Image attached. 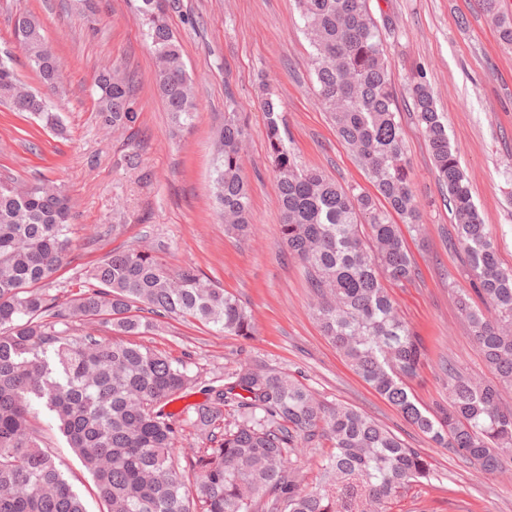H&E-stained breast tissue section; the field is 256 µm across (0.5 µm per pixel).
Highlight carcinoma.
<instances>
[{
	"label": "carcinoma",
	"instance_id": "obj_1",
	"mask_svg": "<svg viewBox=\"0 0 512 512\" xmlns=\"http://www.w3.org/2000/svg\"><path fill=\"white\" fill-rule=\"evenodd\" d=\"M153 53L156 89L173 127L192 126V78L168 22L173 0H139ZM314 50L321 105L339 140L367 172L377 196L341 185L298 163L282 131L280 99L264 90L268 158L278 182L280 237L303 266L316 295L312 316L353 371L404 419L442 448L485 473L512 454V411L497 385L512 387V267L503 266L448 140L447 124L420 80L414 112L439 181L448 190L457 250L482 305L464 291L456 309L498 384L447 369L448 406L423 407L408 382L424 359L421 338L402 320L388 287L412 282L415 266L400 218L417 230L421 215L396 121L391 71L368 0H295ZM499 39L512 45V14L482 0ZM14 36L46 92L63 66L41 22L21 12ZM97 117L130 131L138 113L132 73L96 77ZM0 102L63 131L46 96L16 78L0 58ZM248 128L232 98L213 157L212 192L227 233L251 230L242 144ZM71 207L53 181L0 179V512H86L30 427L33 403L54 412L59 429L96 481L106 512H388L390 501L430 478L431 464L370 416L319 398L288 373L244 365L203 388L190 405L202 448L182 467L174 444L180 425L165 406L196 387L185 361L124 340L158 319L193 318L220 333L252 336V311L186 265L169 269L149 251H114L61 304L44 286L70 263ZM108 324L112 337L95 334ZM233 408V420L224 410ZM326 440L322 481L303 485L295 459Z\"/></svg>",
	"mask_w": 512,
	"mask_h": 512
}]
</instances>
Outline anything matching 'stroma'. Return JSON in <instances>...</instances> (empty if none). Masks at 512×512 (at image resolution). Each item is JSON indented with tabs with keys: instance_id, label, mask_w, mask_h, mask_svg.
Masks as SVG:
<instances>
[{
	"instance_id": "1",
	"label": "stroma",
	"mask_w": 512,
	"mask_h": 512,
	"mask_svg": "<svg viewBox=\"0 0 512 512\" xmlns=\"http://www.w3.org/2000/svg\"><path fill=\"white\" fill-rule=\"evenodd\" d=\"M386 34L404 157L422 211L420 232L407 241L415 280L391 295L419 334L425 359L409 385L425 407L446 403L444 365L488 377L455 305L472 281L453 245L448 191L439 181L413 113L410 87L424 77L448 123V139L488 224L503 266H512V46L504 45L478 0H369ZM36 15L63 62L52 104L66 126L57 135L38 120L0 104V175L25 183L48 179L71 198V262L50 292L67 301L83 272L116 250L140 248L173 269L191 264L251 309L256 333L227 335L193 321L164 319L141 343L172 360H189L208 379L243 364L292 374L321 398L374 417L430 461L429 481L393 499L390 512H512V463L484 473L433 443L359 378L313 318L304 271L279 234L277 179L268 161L261 86L282 101L286 138L299 163L342 184L374 187L338 140L315 92L313 49L294 0H180L170 13L198 104L190 133H173L155 89L152 52L136 0H0V56L18 78L41 84L13 35L16 14ZM121 65L138 78L134 139L99 126L95 75ZM233 97L249 130L243 172L251 190L249 237L227 234L215 213L212 156ZM136 146L138 169L124 161ZM31 426L87 512H103L93 478L58 429L53 412L35 404Z\"/></svg>"
}]
</instances>
